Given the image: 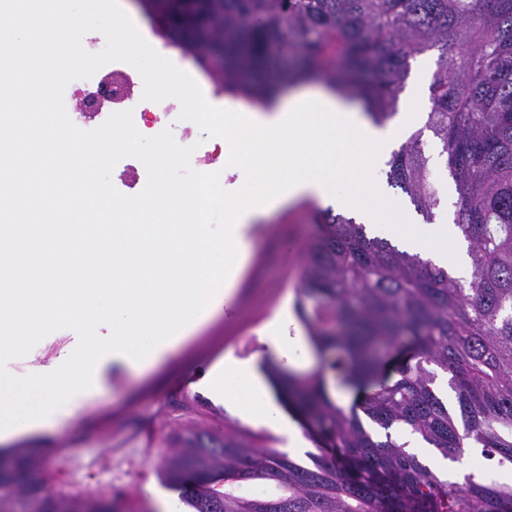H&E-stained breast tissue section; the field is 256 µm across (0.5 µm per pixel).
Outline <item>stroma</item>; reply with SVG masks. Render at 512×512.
<instances>
[{
    "label": "stroma",
    "instance_id": "obj_1",
    "mask_svg": "<svg viewBox=\"0 0 512 512\" xmlns=\"http://www.w3.org/2000/svg\"><path fill=\"white\" fill-rule=\"evenodd\" d=\"M436 52L412 64L399 95L398 111L416 105L429 110V85ZM321 204L304 200L257 225L248 265L224 307L197 332L177 345L158 365L131 375L112 367L88 407L52 431L26 440L29 448H66L83 469L64 470L54 490L75 497L88 481L107 482L104 495L119 512H146L147 491L161 486V452L191 430L248 435L263 448L287 441L279 431L248 424L224 408L202 385V379L225 354L266 365L272 356L266 326L283 305H295L303 264L302 245L314 231ZM71 329L58 325L47 337L30 339L17 353L0 358V371H28L49 364L71 340Z\"/></svg>",
    "mask_w": 512,
    "mask_h": 512
}]
</instances>
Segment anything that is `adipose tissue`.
<instances>
[{
	"label": "adipose tissue",
	"instance_id": "obj_1",
	"mask_svg": "<svg viewBox=\"0 0 512 512\" xmlns=\"http://www.w3.org/2000/svg\"><path fill=\"white\" fill-rule=\"evenodd\" d=\"M224 127V160L257 193L239 198L201 178L192 188L158 185L125 206L121 223L101 188L47 174L34 185L23 221L47 208L76 210L96 199L98 232L111 242L107 254L87 246L81 231L51 230L30 262L43 269L37 287H24L8 261L0 262V356L64 323L74 332L68 354L25 375L0 373V443L39 435L81 408L95 376L117 365L132 372L157 364L217 312L230 297L249 258L250 227L305 199L335 201L359 212L405 250L451 264L457 278L471 274L467 244L451 224H411L400 205L368 174L389 157L408 132L397 119L374 123L332 89L298 84L266 108L239 109ZM223 205V236L205 222L208 205ZM104 275L112 284V333L98 335L99 289L80 294L78 271ZM224 404L252 423L286 424L255 364L225 356L209 375Z\"/></svg>",
	"mask_w": 512,
	"mask_h": 512
}]
</instances>
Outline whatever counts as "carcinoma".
I'll return each instance as SVG.
<instances>
[{
    "label": "carcinoma",
    "instance_id": "carcinoma-1",
    "mask_svg": "<svg viewBox=\"0 0 512 512\" xmlns=\"http://www.w3.org/2000/svg\"><path fill=\"white\" fill-rule=\"evenodd\" d=\"M200 64L222 60L224 92L268 102L299 75L354 91L377 123L393 116L418 56L438 52L428 127L452 177L454 224L469 243L471 278L369 236L330 209L303 247L296 315L319 366L306 376L267 367L279 400L304 416L316 442L335 449L302 467L244 436L192 432L161 459V479L192 512H512V484L440 480L380 428L399 424L449 459L473 442L512 464V0H189L163 23ZM262 68L273 77L249 84ZM433 157L420 135L393 155L389 183L427 222L435 218ZM449 375L464 421L436 395ZM363 393L344 407L329 384ZM39 449L10 454L0 469V512H111L63 497L39 476ZM246 480L273 483L259 499Z\"/></svg>",
    "mask_w": 512,
    "mask_h": 512
}]
</instances>
